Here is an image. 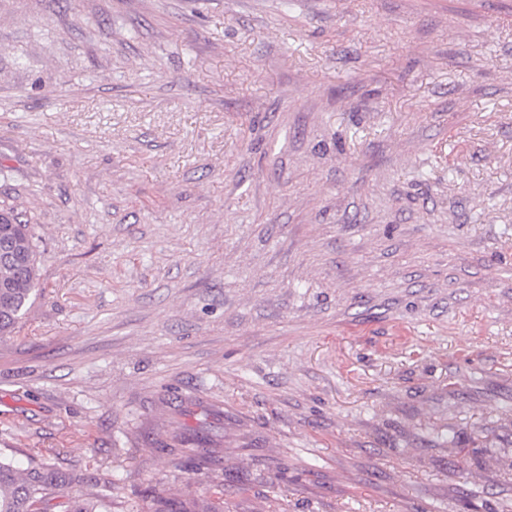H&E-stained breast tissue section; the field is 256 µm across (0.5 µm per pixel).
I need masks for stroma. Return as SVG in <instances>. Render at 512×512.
I'll use <instances>...</instances> for the list:
<instances>
[{
    "instance_id": "1",
    "label": "stroma",
    "mask_w": 512,
    "mask_h": 512,
    "mask_svg": "<svg viewBox=\"0 0 512 512\" xmlns=\"http://www.w3.org/2000/svg\"><path fill=\"white\" fill-rule=\"evenodd\" d=\"M0 167L19 465L112 512H512V0H0ZM0 206L1 244L8 240L25 255L20 265L0 260V284L10 287L0 288V335L8 336L17 332L40 290V282L34 224L22 219L13 207ZM208 498L193 503L194 509L187 508L176 501H145L139 512H224V485L221 482L210 484Z\"/></svg>"
}]
</instances>
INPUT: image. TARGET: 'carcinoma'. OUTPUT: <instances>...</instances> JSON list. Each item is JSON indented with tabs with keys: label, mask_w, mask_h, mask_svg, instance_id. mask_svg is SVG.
<instances>
[{
	"label": "carcinoma",
	"mask_w": 512,
	"mask_h": 512,
	"mask_svg": "<svg viewBox=\"0 0 512 512\" xmlns=\"http://www.w3.org/2000/svg\"><path fill=\"white\" fill-rule=\"evenodd\" d=\"M8 240L25 255L17 265L0 260V335L16 333L35 300L40 282L34 224L12 207H0V242ZM71 479L40 454L18 469L11 457L0 452V512H109L112 493L94 487L78 496L63 498ZM140 512H224V484L214 482L208 498L188 508L176 501H146Z\"/></svg>",
	"instance_id": "carcinoma-1"
}]
</instances>
